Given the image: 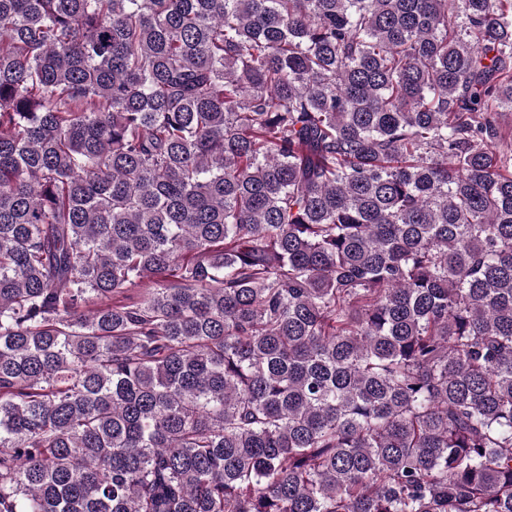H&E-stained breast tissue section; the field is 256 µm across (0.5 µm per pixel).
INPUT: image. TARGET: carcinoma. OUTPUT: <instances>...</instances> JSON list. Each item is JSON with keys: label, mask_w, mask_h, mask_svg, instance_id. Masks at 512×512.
I'll return each instance as SVG.
<instances>
[{"label": "carcinoma", "mask_w": 512, "mask_h": 512, "mask_svg": "<svg viewBox=\"0 0 512 512\" xmlns=\"http://www.w3.org/2000/svg\"><path fill=\"white\" fill-rule=\"evenodd\" d=\"M512 0H0V512H512Z\"/></svg>", "instance_id": "carcinoma-1"}]
</instances>
